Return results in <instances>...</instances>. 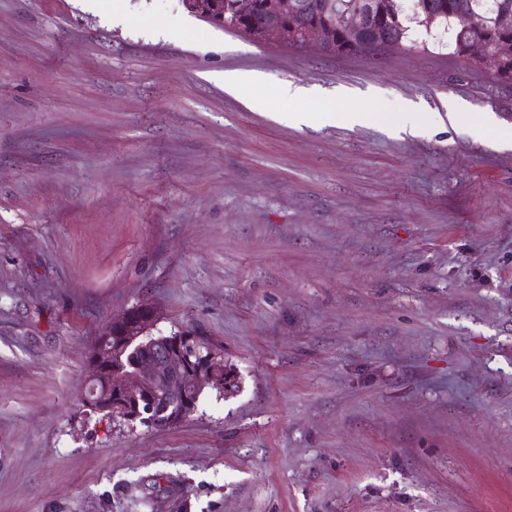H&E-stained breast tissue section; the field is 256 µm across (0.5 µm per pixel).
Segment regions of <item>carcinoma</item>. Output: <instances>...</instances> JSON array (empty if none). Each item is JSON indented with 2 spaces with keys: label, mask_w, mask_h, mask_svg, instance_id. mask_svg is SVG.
<instances>
[{
  "label": "carcinoma",
  "mask_w": 512,
  "mask_h": 512,
  "mask_svg": "<svg viewBox=\"0 0 512 512\" xmlns=\"http://www.w3.org/2000/svg\"><path fill=\"white\" fill-rule=\"evenodd\" d=\"M238 0H202L203 12L214 27L254 36L256 27L272 21L288 31L290 44H299L305 32L315 26L327 30L328 38L322 49L330 53H358L379 50L386 40L397 41L407 49H447L465 56L472 42L482 43L496 53L503 46H512V0H288V9L271 19L264 9L265 0H251L252 8L242 14ZM359 14L363 26L355 32L348 30L346 20ZM460 14L476 17L475 24L464 30L455 19ZM437 17L435 28L427 32L422 22ZM112 329L99 337L91 359L99 360L103 374L99 381V397L86 404L89 411L112 415V397L118 378L131 371L141 357L151 353L146 343L138 350L128 349L112 357Z\"/></svg>",
  "instance_id": "obj_1"
}]
</instances>
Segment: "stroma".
<instances>
[{
  "mask_svg": "<svg viewBox=\"0 0 512 512\" xmlns=\"http://www.w3.org/2000/svg\"><path fill=\"white\" fill-rule=\"evenodd\" d=\"M104 5L0 0V512H512V150L470 131L512 84ZM226 71L380 121L294 126ZM141 304L234 375L169 427L83 407Z\"/></svg>",
  "mask_w": 512,
  "mask_h": 512,
  "instance_id": "35a3bbf8",
  "label": "stroma"
}]
</instances>
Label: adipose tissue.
<instances>
[{
	"label": "adipose tissue",
	"mask_w": 512,
	"mask_h": 512,
	"mask_svg": "<svg viewBox=\"0 0 512 512\" xmlns=\"http://www.w3.org/2000/svg\"><path fill=\"white\" fill-rule=\"evenodd\" d=\"M221 79L225 89L242 98L249 106H269L271 101H296L306 100L311 105L310 111L288 113V120L298 124H312L324 120H332L342 124H361L373 121L374 116L370 113L358 111L357 109L345 106L337 107L335 97L321 95L313 92L306 86L298 84H282L276 86L272 97L266 98L257 95L256 90L261 82L260 77L242 73L226 72Z\"/></svg>",
	"instance_id": "1"
}]
</instances>
